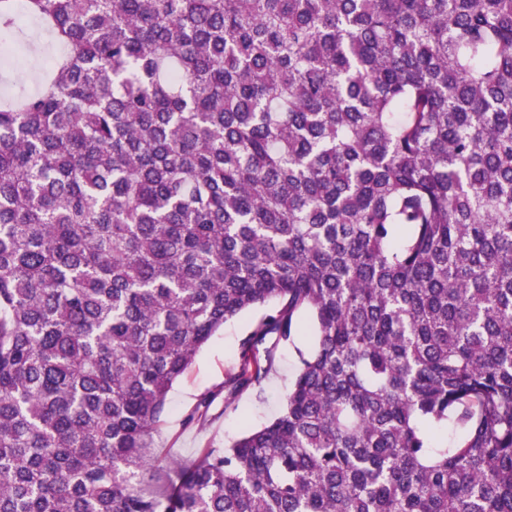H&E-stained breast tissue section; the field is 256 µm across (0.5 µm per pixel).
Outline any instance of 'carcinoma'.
<instances>
[{
    "instance_id": "carcinoma-1",
    "label": "carcinoma",
    "mask_w": 512,
    "mask_h": 512,
    "mask_svg": "<svg viewBox=\"0 0 512 512\" xmlns=\"http://www.w3.org/2000/svg\"><path fill=\"white\" fill-rule=\"evenodd\" d=\"M25 2L65 50L0 100V512H512V0ZM270 302L184 423L307 314L281 413L157 454ZM276 306L270 302L263 307L246 311L224 324L197 354L185 376L169 392L166 411L154 436L159 453L170 456L185 466L196 461L201 448H224L237 440L246 429H256L272 420L282 409L299 358L297 348L304 353L317 344L310 326L306 336L294 343L279 345L277 359L260 385L237 395L224 405L219 396L210 409L208 425L202 429L184 425V415L197 403L200 395L216 390L224 377L239 362L240 342L249 325Z\"/></svg>"
}]
</instances>
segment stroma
Here are the masks:
<instances>
[{
	"label": "stroma",
	"instance_id": "35a3bbf8",
	"mask_svg": "<svg viewBox=\"0 0 512 512\" xmlns=\"http://www.w3.org/2000/svg\"><path fill=\"white\" fill-rule=\"evenodd\" d=\"M26 34L21 45V60L0 57V95L15 94L18 89L32 92L36 82L20 83L19 73L24 70L31 56L30 47H37L40 58H48L59 46L33 20L21 24ZM264 308L246 311L225 323L197 354L185 376L171 389L166 411L154 436L159 453L172 457L183 465L195 462L201 449L221 448L237 440L245 430L256 429L272 420L282 409L284 397L299 365V352H310L317 338L306 334L292 343L280 344L277 359L261 384L237 395L231 402L216 399L210 409V420L204 428L186 427L185 414L197 403L201 394L217 389L224 377L239 362L240 342L249 325L264 315Z\"/></svg>",
	"mask_w": 512,
	"mask_h": 512
}]
</instances>
